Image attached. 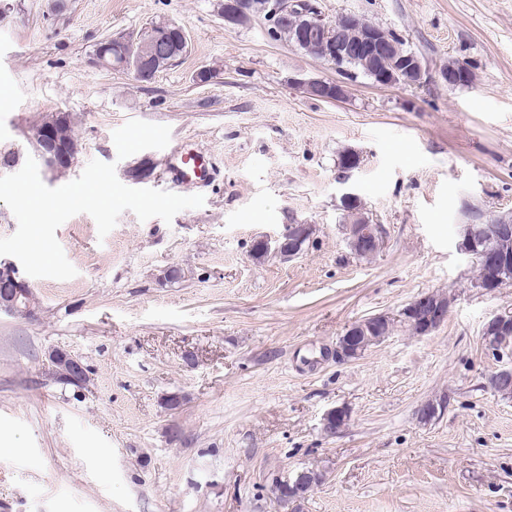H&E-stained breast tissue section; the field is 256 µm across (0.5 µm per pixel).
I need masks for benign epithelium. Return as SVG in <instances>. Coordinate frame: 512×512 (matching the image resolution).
Segmentation results:
<instances>
[{
    "mask_svg": "<svg viewBox=\"0 0 512 512\" xmlns=\"http://www.w3.org/2000/svg\"><path fill=\"white\" fill-rule=\"evenodd\" d=\"M247 0H224V24L237 25L248 14ZM293 24L289 34L296 44H309V50L316 52L332 65L343 79L329 81L319 77H294L289 84L302 89L306 94L325 102L339 101L346 97L347 82L352 76L346 62L360 60L372 66L375 82L382 85L396 83L402 77L410 84L421 82L425 71L419 57L410 51L400 52L395 45L384 37L383 30L372 26L357 15H343L334 21H327L311 0H289L288 4L273 3L267 13ZM168 62L164 53H154L148 57H139L133 52L125 53L120 68L134 77H141L147 68L163 69ZM444 82L450 87L469 83L470 68L464 63L450 66L442 74ZM24 137L32 146L34 158L39 165L49 171L63 166L72 167L77 163L80 151L76 142L66 145L60 143L54 124L46 119L24 131ZM310 225L287 224L284 231L275 239L262 238L260 242L265 250L283 258L300 254L305 248V238ZM347 245L351 251L363 256L379 252L384 244L383 229L360 211H351V220L346 225ZM512 236V216L502 215L488 224L470 223L463 225L461 248L473 255L478 261L489 266L505 267L512 265V254L499 251L497 241ZM0 313L13 315L23 309L35 317L40 311V301L12 261L0 260ZM448 299L434 292L424 293L411 300L397 314V318L416 323L414 332L425 336L438 329L448 317ZM391 319L386 314H377L353 322L336 343V358L355 359L369 349V345L382 340L378 336L380 326ZM484 341L492 356L498 361L512 357V313L498 314L485 325ZM49 374L62 383L71 384L78 389L88 387L91 375L87 365L63 349H53L48 353ZM487 386L496 393L512 389V368L501 365L488 378ZM447 401H428L418 410V418L430 422L446 409ZM344 408L328 410L323 418V430L333 435L343 427L346 416ZM323 475L314 470H302L278 478L281 487L280 503L290 505L298 502L305 487L318 484Z\"/></svg>",
    "mask_w": 512,
    "mask_h": 512,
    "instance_id": "benign-epithelium-1",
    "label": "benign epithelium"
}]
</instances>
